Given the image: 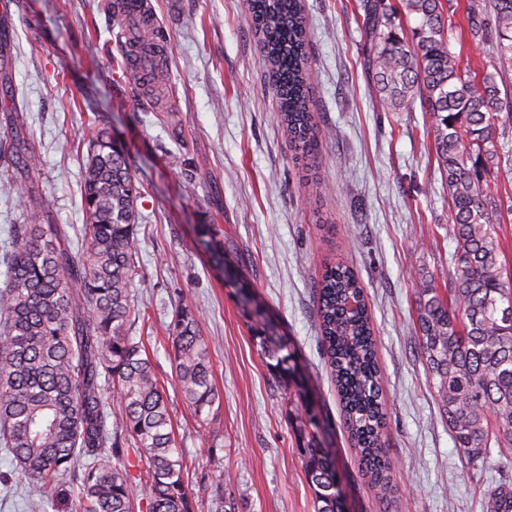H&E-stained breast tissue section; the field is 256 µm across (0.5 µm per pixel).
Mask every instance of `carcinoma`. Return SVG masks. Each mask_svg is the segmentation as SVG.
Here are the masks:
<instances>
[{
	"label": "carcinoma",
	"mask_w": 512,
	"mask_h": 512,
	"mask_svg": "<svg viewBox=\"0 0 512 512\" xmlns=\"http://www.w3.org/2000/svg\"><path fill=\"white\" fill-rule=\"evenodd\" d=\"M401 7L409 42L395 32L385 0H361L367 69L392 109L418 97L433 118L456 241L451 287L442 293L426 277L418 283L421 354L461 460L475 466L495 448L510 462L512 279L504 276L493 207L472 153L498 163L494 130L502 114L512 116V96L502 95L494 74L477 76L450 50L452 26L441 0H401ZM249 11L285 139L312 172L320 130L310 112L302 0H249ZM466 21L472 41L491 42L501 65L511 68L512 0H468ZM19 162L32 171L41 165L20 136L0 135V163ZM12 190L25 223L12 225L0 250V449L31 480L42 509L67 499L73 512H133L143 500L146 512H195L167 397L143 342L131 335L141 191L127 150L105 129L89 145L77 251L63 225L46 223L44 199L31 181L15 179ZM198 237L215 262L227 265L213 225H198ZM315 303L343 426L363 475L388 504L397 486L383 440L387 409L364 288L351 268L330 265L316 283ZM168 339L182 400L208 426L220 397L191 308L176 310ZM255 340L271 371L289 381L287 345L264 330ZM109 391L119 399L115 413L106 408ZM80 454L85 463L76 473L71 464ZM301 454L316 512H341L335 460L311 438ZM209 489L215 512H236L224 499L223 474L211 477ZM482 508L512 512V487L488 488Z\"/></svg>",
	"instance_id": "cac0c4a2"
}]
</instances>
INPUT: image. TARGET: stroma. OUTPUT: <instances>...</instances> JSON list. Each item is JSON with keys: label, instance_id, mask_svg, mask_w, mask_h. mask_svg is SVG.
<instances>
[{"label": "stroma", "instance_id": "35a3bbf8", "mask_svg": "<svg viewBox=\"0 0 512 512\" xmlns=\"http://www.w3.org/2000/svg\"><path fill=\"white\" fill-rule=\"evenodd\" d=\"M112 0H12L11 49L0 101L15 102L40 154L34 179L48 221L81 243L83 162L108 129L126 144L138 201L135 299L143 337L171 404L195 512H211L207 474L224 475L238 512H315L297 420L314 416L336 460L344 512H395L358 469L340 419L315 316L326 266L354 268L368 296L388 404L385 441L402 512H480L488 481L512 484V463L471 467L457 455L420 354L416 278L450 287L448 190L421 105L394 112L378 98L364 57L359 0H304L312 110L321 131L312 196L282 134L247 0H152L167 32V89L124 79L125 45ZM501 156L483 173L503 208L501 260L512 275V119L494 132ZM224 232L231 263L200 245L197 227ZM202 320L220 403L199 427L176 389L167 342L179 305ZM284 337L295 382L272 373L256 331ZM0 512H33L30 481L0 451Z\"/></svg>", "mask_w": 512, "mask_h": 512}]
</instances>
